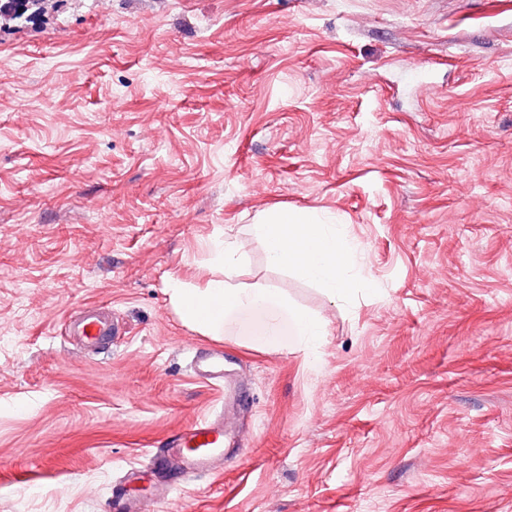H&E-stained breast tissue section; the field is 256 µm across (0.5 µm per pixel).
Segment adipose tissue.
<instances>
[{
	"mask_svg": "<svg viewBox=\"0 0 512 512\" xmlns=\"http://www.w3.org/2000/svg\"><path fill=\"white\" fill-rule=\"evenodd\" d=\"M252 231L271 265L292 270L319 285L328 298L348 297L346 270L355 248L331 225L316 223L305 214L275 210L259 216ZM243 260L238 250L217 247L213 263L218 276L201 288L172 285L171 303L185 324L201 334L220 336L230 317L262 312L266 315L265 343L280 344L288 328L295 336L309 341L324 335L323 317L290 304L282 292L262 283L240 281Z\"/></svg>",
	"mask_w": 512,
	"mask_h": 512,
	"instance_id": "1",
	"label": "adipose tissue"
}]
</instances>
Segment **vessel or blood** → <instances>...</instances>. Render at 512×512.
Segmentation results:
<instances>
[{"label": "vessel or blood", "mask_w": 512, "mask_h": 512, "mask_svg": "<svg viewBox=\"0 0 512 512\" xmlns=\"http://www.w3.org/2000/svg\"><path fill=\"white\" fill-rule=\"evenodd\" d=\"M105 329V320L91 313L78 325L76 334L83 343L92 344L104 334ZM195 374L213 384L223 383V356H198ZM224 452V413L220 410L210 413L198 423L181 428L162 450L169 465L187 476L223 471Z\"/></svg>", "instance_id": "1"}]
</instances>
